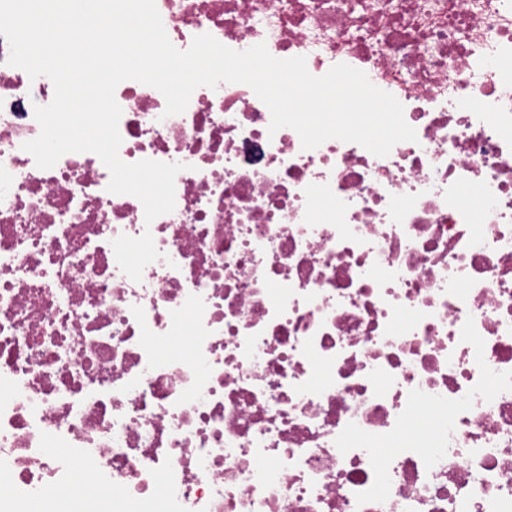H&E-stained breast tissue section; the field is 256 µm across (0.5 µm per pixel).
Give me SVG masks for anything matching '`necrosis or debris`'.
<instances>
[{"instance_id":"1","label":"necrosis or debris","mask_w":512,"mask_h":512,"mask_svg":"<svg viewBox=\"0 0 512 512\" xmlns=\"http://www.w3.org/2000/svg\"><path fill=\"white\" fill-rule=\"evenodd\" d=\"M172 44L344 63L404 107L384 157L241 83H120L119 155L23 150L54 85L0 35V486L50 512H512V0H156ZM151 232L141 281L111 242Z\"/></svg>"}]
</instances>
